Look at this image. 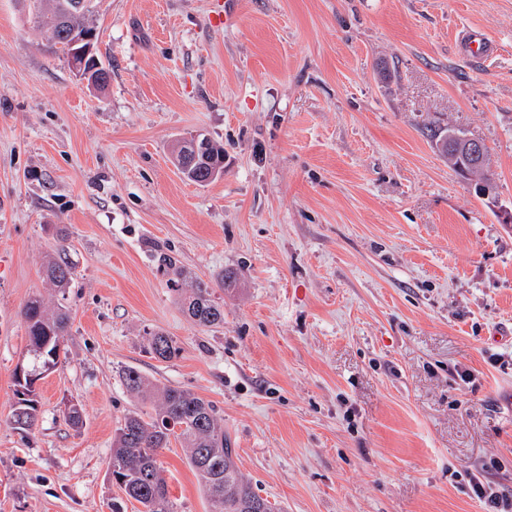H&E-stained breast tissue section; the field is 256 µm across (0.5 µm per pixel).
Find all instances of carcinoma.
Segmentation results:
<instances>
[{
  "label": "carcinoma",
  "instance_id": "1",
  "mask_svg": "<svg viewBox=\"0 0 512 512\" xmlns=\"http://www.w3.org/2000/svg\"><path fill=\"white\" fill-rule=\"evenodd\" d=\"M50 0H29V8L49 25L50 39L57 50L67 52L65 26L58 22L48 8ZM198 142L207 147V161L189 167L184 161L185 144ZM175 165L187 180L205 184L212 180V169L224 166V147L199 134L182 141ZM46 278L60 291L71 287L74 267L65 258L48 263ZM185 315L196 325L216 328L224 325V307L213 297L211 284L192 281L190 288H176ZM26 324L28 345L25 368L41 379L60 363L65 351L70 327V313L60 304L49 308L39 296L30 298L22 308ZM149 352L159 361H169L179 355L175 340L163 331L147 338ZM127 392L151 405L149 412L127 415L112 438V457L107 470L109 482L117 485L127 499L142 506L140 512H176L168 484L157 463L160 452L178 441L189 464L198 477L200 486L210 505V512H277V507L261 497L239 470L234 449L224 435V421L214 405L178 387L159 385L145 379L134 368L121 373ZM15 407L13 423L28 430L38 420V400L31 383L14 379Z\"/></svg>",
  "mask_w": 512,
  "mask_h": 512
}]
</instances>
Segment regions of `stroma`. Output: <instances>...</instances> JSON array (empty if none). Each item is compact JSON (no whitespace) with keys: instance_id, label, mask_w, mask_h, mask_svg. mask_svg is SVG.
Instances as JSON below:
<instances>
[{"instance_id":"1","label":"stroma","mask_w":512,"mask_h":512,"mask_svg":"<svg viewBox=\"0 0 512 512\" xmlns=\"http://www.w3.org/2000/svg\"><path fill=\"white\" fill-rule=\"evenodd\" d=\"M91 24L102 91L0 0V512H112V437L146 409L127 367L212 401L287 512H487L474 477L512 496V0H101ZM472 29L492 58L464 56ZM430 126L486 144L490 192ZM197 133L224 147L206 185L172 159ZM164 254L223 275L222 327L184 316ZM35 293L71 325L19 430ZM159 463L177 512H209L179 443ZM46 278L60 291L70 288L75 277L74 267L66 257L52 260L45 269ZM147 341L149 352L159 361H169L180 353V348L172 336L163 331L154 332ZM24 382L23 385L17 377L14 378L16 400L12 419L18 429L28 430L32 429L38 420V400L36 389H31V383L26 376Z\"/></svg>"}]
</instances>
